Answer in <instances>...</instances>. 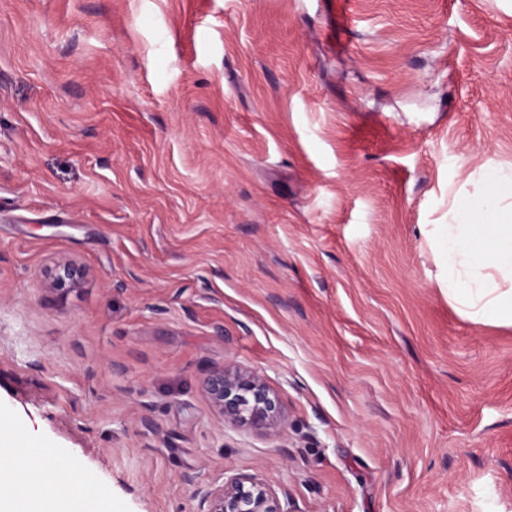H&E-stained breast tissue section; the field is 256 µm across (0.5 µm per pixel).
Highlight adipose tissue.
<instances>
[{"label":"adipose tissue","mask_w":512,"mask_h":512,"mask_svg":"<svg viewBox=\"0 0 512 512\" xmlns=\"http://www.w3.org/2000/svg\"><path fill=\"white\" fill-rule=\"evenodd\" d=\"M486 180L487 189L441 227L448 298L472 322L512 325V171L488 172ZM49 485L89 493L70 466L36 464L15 451L0 457V512H50L43 496Z\"/></svg>","instance_id":"ef3b65f1"}]
</instances>
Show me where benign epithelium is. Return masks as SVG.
Returning a JSON list of instances; mask_svg holds the SVG:
<instances>
[{
    "instance_id": "1",
    "label": "benign epithelium",
    "mask_w": 512,
    "mask_h": 512,
    "mask_svg": "<svg viewBox=\"0 0 512 512\" xmlns=\"http://www.w3.org/2000/svg\"><path fill=\"white\" fill-rule=\"evenodd\" d=\"M83 278V269L72 263L59 266L55 284L72 288ZM205 391L224 421L258 432L282 429L286 415L280 397L256 372L234 365L212 371ZM183 479L195 487L197 512H289L270 485L250 476L233 477L218 486L201 483L194 475Z\"/></svg>"
}]
</instances>
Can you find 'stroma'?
<instances>
[{"label":"stroma","mask_w":512,"mask_h":512,"mask_svg":"<svg viewBox=\"0 0 512 512\" xmlns=\"http://www.w3.org/2000/svg\"><path fill=\"white\" fill-rule=\"evenodd\" d=\"M497 167L512 0H0V446L112 512H512V326L437 238ZM226 364L285 430L222 420ZM205 391L224 421L232 425L258 432L286 425L280 397L256 372L224 365L208 375ZM198 476L183 475L195 487L196 512H290L288 497L280 498L265 481L250 476L233 477L222 485L203 484Z\"/></svg>","instance_id":"1"}]
</instances>
